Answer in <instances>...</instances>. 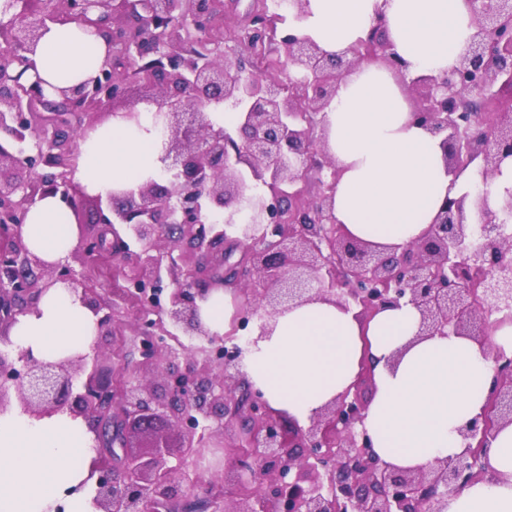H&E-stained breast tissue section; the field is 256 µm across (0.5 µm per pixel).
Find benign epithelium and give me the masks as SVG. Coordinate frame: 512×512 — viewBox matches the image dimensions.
I'll return each instance as SVG.
<instances>
[{
	"mask_svg": "<svg viewBox=\"0 0 512 512\" xmlns=\"http://www.w3.org/2000/svg\"><path fill=\"white\" fill-rule=\"evenodd\" d=\"M474 28L456 65L442 76L407 71L377 19L366 36L341 53L288 31L276 50L288 81L266 79L256 67L258 51L272 39L269 21L254 23L249 54L210 37L223 0H42L40 17L28 21L31 0H9L0 15V326L36 308L57 283L80 293L97 316L101 336H117L114 312L96 289L82 283L68 264L47 263L23 242L30 208L45 196L59 197L80 218L87 197L74 180L87 108L121 101L111 115L139 123L138 102L128 98V67L149 55L154 68L142 82L159 89L143 98L162 119L165 179L107 196L99 223L112 232L85 253L126 259L121 273L134 289V317L141 360L112 348V369L99 365L98 348L43 362L20 351L0 352V412L12 400L34 417L68 411L81 417L99 444L97 512H179L186 489L207 481L210 503L226 495L241 507L224 512H445L448 493L481 475L490 438L512 424V358L495 357L497 375L483 414L460 435L466 455L417 470L397 469L374 451L364 427L372 383L371 363L355 383L301 428L271 409L242 369L243 349L214 348L222 337L206 331L198 302L219 288L247 297L235 329L266 320L314 298H333L359 309L368 320L407 300L421 312L420 334L450 330L477 339L489 335L493 314H512V193L496 208L474 199L476 222L468 223L469 194L445 198L428 231L401 251L384 252L348 237L336 223L335 160L317 131L338 82L363 61L391 69L412 98L413 121L443 136L445 162L454 169L480 164L487 183L512 157V105H486L512 96V0H468ZM93 27L107 42L98 74L49 94L41 78L27 77L50 24ZM224 105L244 113L231 128L217 127L209 112ZM47 172L40 173L38 167ZM124 228L120 235L116 226ZM236 231L241 258L225 260L226 229ZM198 253L191 265L171 262L176 287L161 302V272L168 252L161 233ZM135 240L138 251L125 238ZM202 336L213 349L198 356L171 328ZM183 360L179 370L176 361ZM85 376L81 389L74 383ZM164 378L160 393L152 377ZM166 416L178 442L156 431ZM240 423L238 442L225 460L213 462L200 448L208 435ZM145 440L134 451L130 435ZM230 463L233 483L224 491L219 467Z\"/></svg>",
	"mask_w": 512,
	"mask_h": 512,
	"instance_id": "7a95c632",
	"label": "benign epithelium"
}]
</instances>
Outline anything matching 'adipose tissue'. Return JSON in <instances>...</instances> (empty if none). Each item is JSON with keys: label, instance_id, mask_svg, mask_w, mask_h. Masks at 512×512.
Returning a JSON list of instances; mask_svg holds the SVG:
<instances>
[{"label": "adipose tissue", "instance_id": "obj_1", "mask_svg": "<svg viewBox=\"0 0 512 512\" xmlns=\"http://www.w3.org/2000/svg\"><path fill=\"white\" fill-rule=\"evenodd\" d=\"M380 15L414 75L451 69L473 32L466 0H308L305 16L290 26L337 53L365 37ZM105 52L104 38L91 28L55 24L32 60L46 85L67 88L96 76ZM326 129L340 171L336 221L351 238L382 249L417 239L445 196L471 191L477 179L475 169L448 168L441 136L412 124L403 88L376 63H361L341 79ZM163 150L153 113H142L137 127L115 118L82 141L75 178L94 193L134 189L161 173ZM22 235L50 263L64 261L78 242L68 208L52 196L30 208ZM420 325V311L406 301L365 321L355 308L315 299L278 315L245 353L243 369L274 410L305 426L355 382L363 356H371L365 428L383 461L417 470L464 452L458 430L487 404L495 353L512 357V323H494L485 341L452 332L424 336ZM7 334L17 349L52 362L92 344L96 317L79 294L58 286ZM92 454L81 419L36 418L17 407L0 413V512H49L61 490L78 484L83 490L69 496L65 512H95ZM485 465L487 478L449 494L446 512H512V424L496 431Z\"/></svg>", "mask_w": 512, "mask_h": 512}]
</instances>
